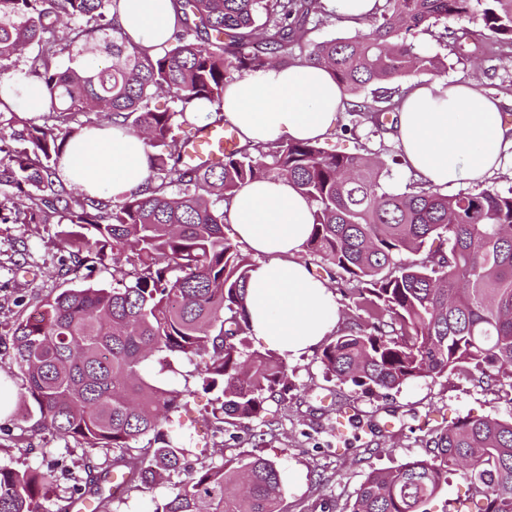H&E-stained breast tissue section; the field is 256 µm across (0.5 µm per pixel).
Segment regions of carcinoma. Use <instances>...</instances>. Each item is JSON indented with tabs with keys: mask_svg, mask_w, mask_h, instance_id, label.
I'll return each instance as SVG.
<instances>
[{
	"mask_svg": "<svg viewBox=\"0 0 512 512\" xmlns=\"http://www.w3.org/2000/svg\"><path fill=\"white\" fill-rule=\"evenodd\" d=\"M173 2L179 28L151 56L119 31V0H0V91L22 96L11 70L24 56L23 78L47 94L40 124L5 108L10 140L27 147L12 150L0 132V185L26 189L23 221L59 215L76 265L84 251L100 260L110 251L130 266L109 288L46 299L14 333V366L44 427L112 451L111 468L88 474V484L118 471L149 485L185 468L180 438L159 429L183 391L152 380L150 361H200L201 389L214 394L211 414L223 423L260 420L265 404L288 392L287 359L247 350L253 262L224 237V204L254 181H292L315 206L307 251L358 283L356 307L367 318L324 345L326 374L372 392L464 372L512 404V188L448 195L412 179L397 193L383 162L327 153L315 140L252 148L236 140L222 160L200 165L176 133L196 103L221 106L226 85L297 48L332 73L355 122L383 133L405 96L386 84L444 67L416 51L413 34L441 23L438 39L462 50L478 39L467 27L478 21L497 44L512 45V0H383L365 30L309 45L317 0ZM96 51L111 61H84ZM370 86L374 103L354 100ZM160 96L172 106L151 108ZM77 114L85 120L73 127ZM102 116L145 144L146 181L120 201L72 197L59 174L69 141ZM425 447V460L371 470L350 512H420L454 474L470 491L456 512H512V420L462 415L427 434ZM51 482L49 469L1 466L0 512H52ZM283 491L274 461L225 460L191 473L155 512H281Z\"/></svg>",
	"mask_w": 512,
	"mask_h": 512,
	"instance_id": "carcinoma-1",
	"label": "carcinoma"
}]
</instances>
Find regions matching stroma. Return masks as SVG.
Masks as SVG:
<instances>
[{"label":"stroma","instance_id":"stroma-1","mask_svg":"<svg viewBox=\"0 0 512 512\" xmlns=\"http://www.w3.org/2000/svg\"><path fill=\"white\" fill-rule=\"evenodd\" d=\"M413 41L421 54L444 61L440 79L472 83L485 94L509 100L504 114L512 119V48L474 54L440 43L423 31ZM322 146L330 152L368 154L389 162L387 185L392 191H403L410 178L399 160L397 143L389 135L371 133L369 126H359L345 136L328 135ZM5 193L8 202L0 211V376L18 388L22 381L12 366L17 325L36 313L47 296L79 286H111L118 272L109 257L72 270L57 235L58 225L19 221L17 213L27 206L26 197L11 187ZM301 259L314 274L331 278L338 305L337 327H349L358 317L349 301L352 282L332 277L330 266L319 257L305 252ZM290 367V392L285 399L269 402L267 422H254L249 434L211 418L193 364L178 362L168 369L149 363L157 382L187 391V409L180 425L188 470L260 455L274 460L281 470L282 512H323L327 504L333 512H349L371 470L426 459V435L446 427L457 415L512 417L511 404L474 387L462 375L423 378L397 390L370 394L327 376L315 351H308ZM339 401L345 403L346 414H337ZM368 424L378 428L379 446L366 457L356 433ZM105 460L103 450L80 448L44 428L32 398L14 393L11 417L0 424V466L19 470L52 467L49 497L64 506L75 496L76 481L84 476L87 464L100 466ZM174 490V484L166 481L146 487L135 483L124 492L122 502L112 503L111 510L153 512Z\"/></svg>","mask_w":512,"mask_h":512}]
</instances>
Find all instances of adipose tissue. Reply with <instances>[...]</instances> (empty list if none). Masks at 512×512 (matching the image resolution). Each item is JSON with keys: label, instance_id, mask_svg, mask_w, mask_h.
Wrapping results in <instances>:
<instances>
[{"label": "adipose tissue", "instance_id": "obj_1", "mask_svg": "<svg viewBox=\"0 0 512 512\" xmlns=\"http://www.w3.org/2000/svg\"><path fill=\"white\" fill-rule=\"evenodd\" d=\"M118 23L133 43L153 48L178 24L173 0H120ZM345 97L323 67L296 61L245 76L224 91V117L244 144L324 139L336 126ZM505 101L448 81L415 85L399 110L395 138L410 171L436 186L489 181L512 149ZM144 146L112 128L71 142L61 175L90 195L118 199L146 176ZM314 205L292 182H254L232 198L227 215L240 241L257 256L249 272L246 307L252 335L295 360L336 325V299L326 281L299 259L310 237Z\"/></svg>", "mask_w": 512, "mask_h": 512}]
</instances>
